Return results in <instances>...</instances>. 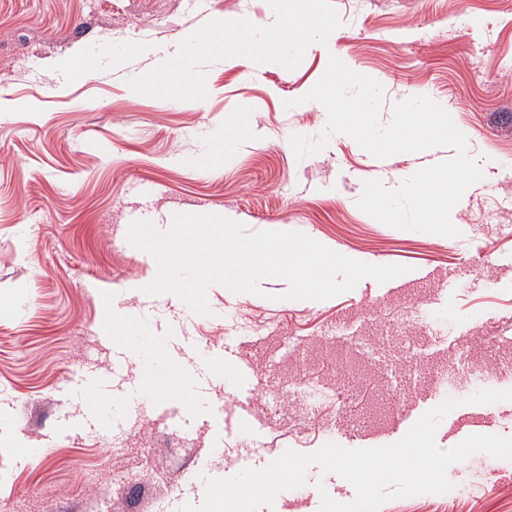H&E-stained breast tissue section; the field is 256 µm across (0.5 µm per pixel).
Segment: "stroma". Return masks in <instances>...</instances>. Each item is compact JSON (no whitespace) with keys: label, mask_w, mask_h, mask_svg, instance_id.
<instances>
[{"label":"stroma","mask_w":512,"mask_h":512,"mask_svg":"<svg viewBox=\"0 0 512 512\" xmlns=\"http://www.w3.org/2000/svg\"><path fill=\"white\" fill-rule=\"evenodd\" d=\"M272 0H0V512H180L198 505L204 484L188 467L226 478L247 464L268 465L282 448L328 441L338 415L359 433L380 430L401 406L417 404L443 375L469 373L463 399L512 389V13L501 0H295L291 34L309 49L261 68L228 63L233 38L205 40L218 18L262 23ZM317 14L321 31L298 18ZM200 34L196 64L171 62L168 79L195 95L168 107L149 80L164 51ZM139 43L115 69L98 47ZM331 45L352 69L384 87L388 124L409 90L439 103L467 137L484 179L451 212L456 237L401 230L361 211L364 181L405 176L418 163L454 158L448 146L378 159L345 134L296 158L289 138H318L321 104L302 102L324 74ZM71 59L82 76L64 77ZM295 107H288V100ZM252 115L238 126L237 112ZM165 224L175 212L220 213L253 233L287 225L361 261L410 266L402 288L382 298L364 284L323 301L279 300L285 281L261 295L211 286L212 313L195 316L176 295H148L153 266L125 241L131 213ZM461 282L448 305L429 301L443 278ZM164 338L168 376L158 406L102 439L82 429L96 402L127 399L141 375L128 357L112 374L115 339L140 323ZM178 335H170V327ZM209 350L246 369L254 386L225 390L199 374ZM198 375L194 394L182 383ZM85 377L107 378L90 394ZM202 403L195 430L175 433L166 417ZM248 407L252 436L236 418ZM45 448L28 459L21 450ZM147 478L146 500L132 497ZM444 494L397 498L380 512H512V460L484 453L451 465ZM347 482L318 467L306 492L276 497L272 512H319L320 495L344 501Z\"/></svg>","instance_id":"1"}]
</instances>
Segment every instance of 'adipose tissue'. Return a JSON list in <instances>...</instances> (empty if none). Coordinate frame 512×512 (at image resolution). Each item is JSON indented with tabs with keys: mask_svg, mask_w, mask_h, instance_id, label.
<instances>
[{
	"mask_svg": "<svg viewBox=\"0 0 512 512\" xmlns=\"http://www.w3.org/2000/svg\"><path fill=\"white\" fill-rule=\"evenodd\" d=\"M287 19V13L279 7L270 12L265 22L259 26L245 25L234 18L223 19L214 22L208 31L207 37L215 41L223 39L225 32H234L237 41L228 55L229 61L246 62L252 66L260 67L269 63L271 57L267 54L255 52V45L274 41L283 50L294 46V39L285 37L283 34Z\"/></svg>",
	"mask_w": 512,
	"mask_h": 512,
	"instance_id": "adipose-tissue-1",
	"label": "adipose tissue"
}]
</instances>
